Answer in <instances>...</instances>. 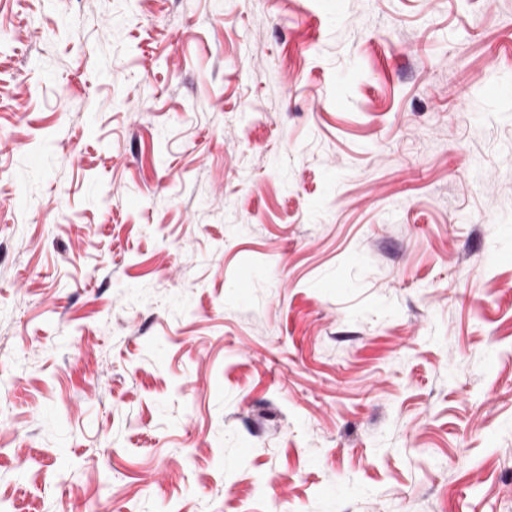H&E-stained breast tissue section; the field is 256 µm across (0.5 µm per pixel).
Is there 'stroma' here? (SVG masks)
<instances>
[{"mask_svg":"<svg viewBox=\"0 0 512 512\" xmlns=\"http://www.w3.org/2000/svg\"><path fill=\"white\" fill-rule=\"evenodd\" d=\"M0 33V512H512V0Z\"/></svg>","mask_w":512,"mask_h":512,"instance_id":"obj_1","label":"stroma"}]
</instances>
